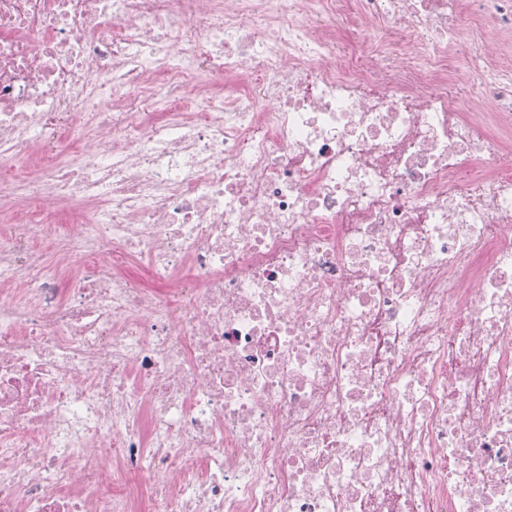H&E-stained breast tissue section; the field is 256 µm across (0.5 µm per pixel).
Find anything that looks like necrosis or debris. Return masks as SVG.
I'll list each match as a JSON object with an SVG mask.
<instances>
[{"label": "necrosis or debris", "instance_id": "4bbe7bcc", "mask_svg": "<svg viewBox=\"0 0 512 512\" xmlns=\"http://www.w3.org/2000/svg\"><path fill=\"white\" fill-rule=\"evenodd\" d=\"M0 200V512H512V0H0Z\"/></svg>", "mask_w": 512, "mask_h": 512}]
</instances>
